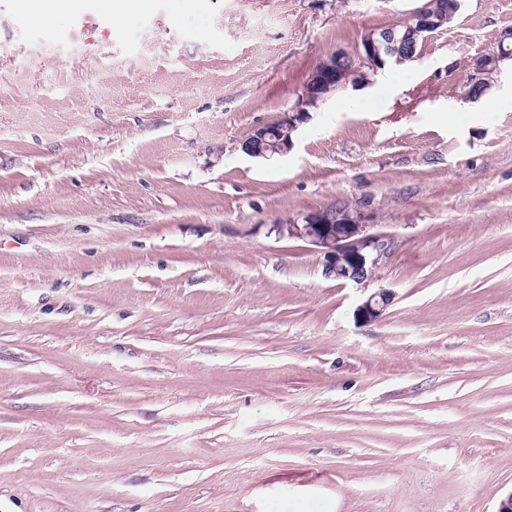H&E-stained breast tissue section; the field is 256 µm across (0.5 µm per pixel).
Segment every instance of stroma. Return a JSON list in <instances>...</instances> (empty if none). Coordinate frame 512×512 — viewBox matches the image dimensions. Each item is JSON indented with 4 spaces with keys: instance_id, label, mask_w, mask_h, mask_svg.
Returning <instances> with one entry per match:
<instances>
[{
    "instance_id": "stroma-1",
    "label": "stroma",
    "mask_w": 512,
    "mask_h": 512,
    "mask_svg": "<svg viewBox=\"0 0 512 512\" xmlns=\"http://www.w3.org/2000/svg\"><path fill=\"white\" fill-rule=\"evenodd\" d=\"M420 0H0V512H496L512 493V0L356 66ZM389 242L344 284L277 225ZM386 288L371 322L356 310ZM345 57L353 58L347 51H338L325 60L318 70L313 72L310 82L302 94L299 106L294 112H289L287 116L277 122L286 124V130L282 137L275 138L270 135L269 125L256 127L242 141V151L250 157L263 159L287 155L294 144L292 133L296 131L300 122L308 118V109L316 107L319 101L335 91L336 87L346 82L351 76L353 69L349 67L351 65L350 60L342 62L343 67H349L348 70H341L336 67V60ZM311 96L316 97L311 98ZM499 60V57L492 58L490 62H487L483 57L475 59L472 64L468 80L472 84L482 83L484 80H487L491 86L492 82L490 80H494V77L491 75H497Z\"/></svg>"
}]
</instances>
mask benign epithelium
I'll return each mask as SVG.
<instances>
[{
  "mask_svg": "<svg viewBox=\"0 0 512 512\" xmlns=\"http://www.w3.org/2000/svg\"><path fill=\"white\" fill-rule=\"evenodd\" d=\"M438 24L436 14L428 12L423 6L415 8L404 24V34L399 35L392 29L372 33L363 39L355 56L361 63L374 69L404 51L413 55L418 42L436 31ZM380 44L386 48L384 57L376 53ZM352 56L347 51H338L313 72L299 106L281 119L286 124L284 135L275 138L270 135L269 126L256 127L242 141V151L250 157L263 159L288 154L293 148L292 133L300 122L308 118V109L317 106L319 101L351 76L353 69L341 70L336 67V61ZM498 61L497 57L489 61L481 57L475 59L469 81L477 84L491 80L492 75L498 73ZM277 231L319 247L323 254L324 275L343 283L359 285L371 280L379 257L386 248V238L370 232V225L363 223L361 215L336 206L311 212L300 223L290 220L280 224ZM391 298V291L379 289L357 308V317L365 322L381 317Z\"/></svg>",
  "mask_w": 512,
  "mask_h": 512,
  "instance_id": "1",
  "label": "benign epithelium"
}]
</instances>
